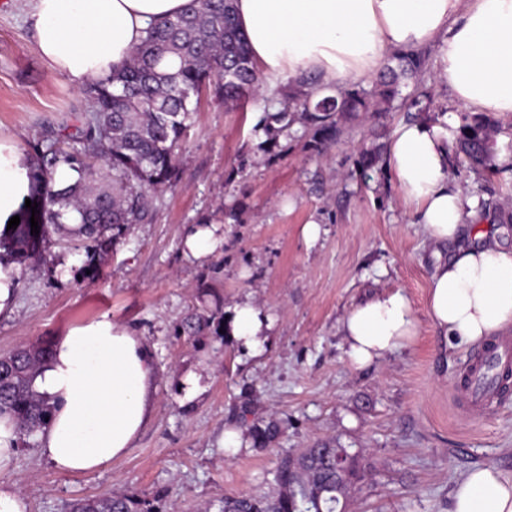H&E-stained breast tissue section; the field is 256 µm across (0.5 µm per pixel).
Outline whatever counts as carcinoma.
<instances>
[{
	"label": "carcinoma",
	"mask_w": 512,
	"mask_h": 512,
	"mask_svg": "<svg viewBox=\"0 0 512 512\" xmlns=\"http://www.w3.org/2000/svg\"><path fill=\"white\" fill-rule=\"evenodd\" d=\"M426 53L391 55L367 92L352 85L338 95L309 78L303 91L292 83L266 104L255 126L256 152L276 158L288 140L324 154L345 133V122L362 112H384L402 95L408 82L425 69ZM258 84L248 41L238 27L234 0H189L185 9L154 24L132 59L121 70L96 78L85 93L92 111L80 116L73 144L44 139L34 146L36 162L28 172V198L37 213L20 207V223L0 237V264L22 270L32 259L50 256L51 235L77 215V240L94 254L115 241L112 231L143 224L152 216V193L176 183L181 175L177 151L186 139L205 88L226 106L249 97ZM498 125L483 116L466 120L455 138L458 150L475 169L493 170V144ZM384 146L360 152L357 165L372 169L386 163ZM104 161L95 167L92 159ZM39 233H31L30 218ZM49 345L23 348L0 365V414H10L21 432L32 434L48 419L50 406L33 387V379L49 356ZM281 434L280 426L261 421L249 428L257 449ZM366 471L359 451L326 445L285 455L275 475L272 496L239 493L224 497L221 512H345L346 502ZM72 512H157L149 501L113 495L79 499Z\"/></svg>",
	"instance_id": "cac0c4a2"
}]
</instances>
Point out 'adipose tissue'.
<instances>
[{
    "label": "adipose tissue",
    "instance_id": "obj_1",
    "mask_svg": "<svg viewBox=\"0 0 512 512\" xmlns=\"http://www.w3.org/2000/svg\"><path fill=\"white\" fill-rule=\"evenodd\" d=\"M39 53L82 86L125 65L154 20L188 0H30ZM258 74L269 83L318 76L330 89L374 76L397 51L434 48L437 73L469 111L512 114V0H236ZM459 122L414 121L393 133L386 167L415 208L425 242L448 245L430 281L428 314L445 341L480 344L512 328V248L475 230L480 200L450 176L448 145ZM29 191L21 155L0 143V233ZM226 327L248 349L270 328L251 303ZM409 298L389 291L342 320L345 353L362 369L415 335ZM154 367L144 340L109 315L71 327L51 343L34 378L52 417L38 434L41 455L59 472L93 473L123 457L153 412ZM451 512H512V472L468 471Z\"/></svg>",
    "mask_w": 512,
    "mask_h": 512
}]
</instances>
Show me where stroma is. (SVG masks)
<instances>
[{"mask_svg":"<svg viewBox=\"0 0 512 512\" xmlns=\"http://www.w3.org/2000/svg\"><path fill=\"white\" fill-rule=\"evenodd\" d=\"M407 92L432 118L456 107L431 66ZM270 95L261 89L229 109L202 91L178 152L182 178L158 195L150 223L132 225L102 254L57 239L52 262H27L12 313L0 315V355L106 314L142 336L155 365L153 415L107 468L58 472L35 437H22L4 478L29 512H68L75 500L113 495L153 501L160 512H219L224 496L272 493L284 451L333 440L369 464L347 512H449L469 469L512 471V386L480 412L458 406L451 387L478 350L444 345L428 316L430 278L447 247L424 243L391 174L355 165L373 138L389 141L407 122V105L360 117L325 155L294 141L270 159L255 153L252 131ZM90 109L82 88L38 54L27 0H0V140L31 160L32 144L76 135ZM450 167L483 202H512L511 168L480 176L455 154ZM236 202L235 223L222 209ZM206 217L222 240L196 258L183 240ZM313 218L321 233L308 241L302 228ZM398 289L412 303L416 336L381 363L355 368L343 349L344 316ZM246 299L271 320L260 352L216 327L175 331L195 314L226 317ZM269 419L283 429L277 443L228 454L226 430Z\"/></svg>","mask_w":512,"mask_h":512,"instance_id":"stroma-1","label":"stroma"}]
</instances>
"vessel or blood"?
Returning <instances> with one entry per match:
<instances>
[{"label": "vessel or blood", "mask_w": 512, "mask_h": 512, "mask_svg": "<svg viewBox=\"0 0 512 512\" xmlns=\"http://www.w3.org/2000/svg\"><path fill=\"white\" fill-rule=\"evenodd\" d=\"M512 366V341L487 346L466 367L464 378L455 385L457 399L466 409L490 406L498 397V371Z\"/></svg>", "instance_id": "1"}]
</instances>
